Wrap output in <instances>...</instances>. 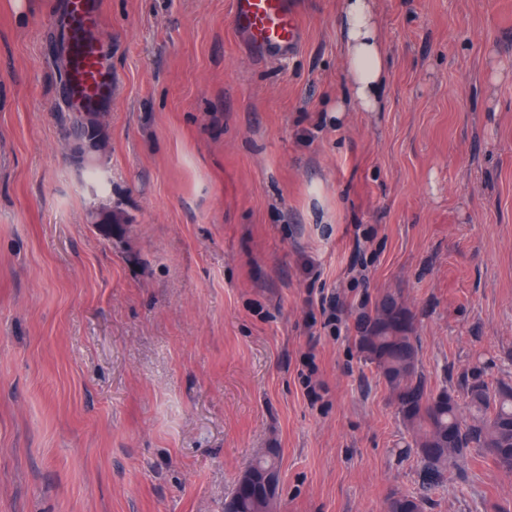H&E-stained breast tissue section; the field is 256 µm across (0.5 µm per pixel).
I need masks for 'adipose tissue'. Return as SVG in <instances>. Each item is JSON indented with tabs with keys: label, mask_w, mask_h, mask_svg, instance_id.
<instances>
[{
	"label": "adipose tissue",
	"mask_w": 512,
	"mask_h": 512,
	"mask_svg": "<svg viewBox=\"0 0 512 512\" xmlns=\"http://www.w3.org/2000/svg\"><path fill=\"white\" fill-rule=\"evenodd\" d=\"M337 28L345 65V92L337 112L381 110L388 51L376 0H340Z\"/></svg>",
	"instance_id": "adipose-tissue-1"
}]
</instances>
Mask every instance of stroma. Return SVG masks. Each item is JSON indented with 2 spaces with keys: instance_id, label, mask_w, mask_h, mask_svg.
Segmentation results:
<instances>
[{
  "instance_id": "obj_1",
  "label": "stroma",
  "mask_w": 512,
  "mask_h": 512,
  "mask_svg": "<svg viewBox=\"0 0 512 512\" xmlns=\"http://www.w3.org/2000/svg\"><path fill=\"white\" fill-rule=\"evenodd\" d=\"M29 2L0 0V512H224L271 448L278 512L419 494L355 320L395 295L432 390L512 384V0H378L385 106L340 117L338 0H295L286 61L231 0H101L115 87L87 145L57 0ZM324 290L337 336L309 324ZM508 501L474 450L428 512Z\"/></svg>"
}]
</instances>
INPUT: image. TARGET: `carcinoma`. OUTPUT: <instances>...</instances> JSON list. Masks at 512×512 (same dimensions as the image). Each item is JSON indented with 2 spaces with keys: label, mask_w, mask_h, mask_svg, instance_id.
<instances>
[{
  "label": "carcinoma",
  "mask_w": 512,
  "mask_h": 512,
  "mask_svg": "<svg viewBox=\"0 0 512 512\" xmlns=\"http://www.w3.org/2000/svg\"><path fill=\"white\" fill-rule=\"evenodd\" d=\"M355 340L395 392L402 420L413 430L421 466L424 494H395L387 501V512H427V491L462 473L473 448L484 451L498 469L512 472L511 384L492 389L478 379L467 383L470 420H464L453 394L428 387L418 369L412 315L392 294L382 296L358 320ZM278 474L274 451L253 458L224 499V512H265L268 500L277 496Z\"/></svg>",
  "instance_id": "1"
}]
</instances>
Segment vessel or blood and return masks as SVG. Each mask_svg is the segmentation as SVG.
I'll use <instances>...</instances> for the list:
<instances>
[{
    "label": "vessel or blood",
    "mask_w": 512,
    "mask_h": 512,
    "mask_svg": "<svg viewBox=\"0 0 512 512\" xmlns=\"http://www.w3.org/2000/svg\"><path fill=\"white\" fill-rule=\"evenodd\" d=\"M55 23L62 102L75 112L99 111L112 98V67L100 37V0H59ZM232 23L260 58H288L301 44L292 0H232Z\"/></svg>",
    "instance_id": "1"
}]
</instances>
